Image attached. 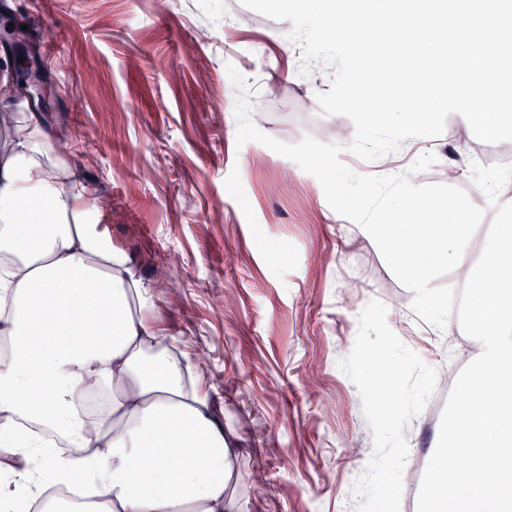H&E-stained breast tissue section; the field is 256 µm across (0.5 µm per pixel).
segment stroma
<instances>
[{"instance_id": "35a3bbf8", "label": "stroma", "mask_w": 512, "mask_h": 512, "mask_svg": "<svg viewBox=\"0 0 512 512\" xmlns=\"http://www.w3.org/2000/svg\"><path fill=\"white\" fill-rule=\"evenodd\" d=\"M4 15L53 45L31 60L55 90L44 124L79 159L113 243L153 284V323L197 361L238 430L241 512H355L372 432L337 362L353 349L364 306L380 300L389 327L429 366L460 344L456 375L474 352L457 315L447 332L412 312L413 292L371 236L330 208L316 177L260 142L238 143L231 65L254 89L251 119L263 133L342 145L350 169L385 174L380 161L348 151V117L321 111L332 69L303 67L291 22L241 0H0ZM228 15L238 26L225 27ZM419 145L437 161L414 184L450 183L485 210L464 254L474 266L495 211L468 159L512 155V141L482 142L453 114ZM440 419L418 416L405 428L409 464L426 469Z\"/></svg>"}]
</instances>
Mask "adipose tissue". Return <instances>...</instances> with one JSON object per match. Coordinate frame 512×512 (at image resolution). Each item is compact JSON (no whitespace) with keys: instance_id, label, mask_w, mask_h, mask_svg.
Returning <instances> with one entry per match:
<instances>
[{"instance_id":"obj_1","label":"adipose tissue","mask_w":512,"mask_h":512,"mask_svg":"<svg viewBox=\"0 0 512 512\" xmlns=\"http://www.w3.org/2000/svg\"><path fill=\"white\" fill-rule=\"evenodd\" d=\"M38 113L0 80V506L45 477L89 485L44 512H239L236 428L151 320V286ZM97 383L108 400L88 415Z\"/></svg>"}]
</instances>
